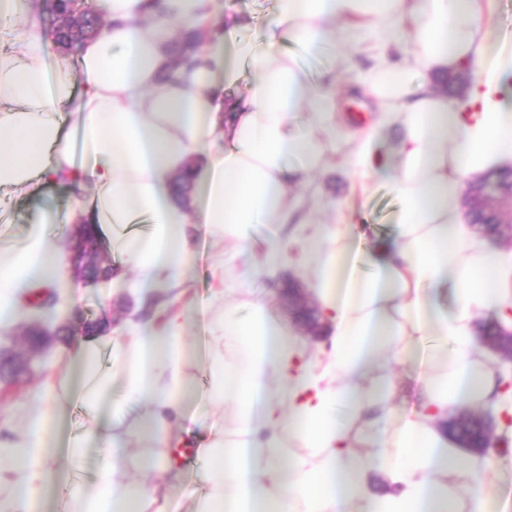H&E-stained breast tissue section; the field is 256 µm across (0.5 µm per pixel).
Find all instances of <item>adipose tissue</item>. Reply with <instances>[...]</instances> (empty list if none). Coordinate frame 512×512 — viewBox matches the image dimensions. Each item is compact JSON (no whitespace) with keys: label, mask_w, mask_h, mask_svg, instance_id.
<instances>
[{"label":"adipose tissue","mask_w":512,"mask_h":512,"mask_svg":"<svg viewBox=\"0 0 512 512\" xmlns=\"http://www.w3.org/2000/svg\"><path fill=\"white\" fill-rule=\"evenodd\" d=\"M104 21L76 58L46 62L48 35L37 0H0L12 34L0 50V190L34 197L48 185L92 186L68 224L106 225L112 253L137 273V288L175 286L195 264L185 232L195 224L250 250L249 230L288 221L291 179L323 164L324 124L336 110L333 83L312 80L301 59L320 45H347L363 27L408 19L412 62H380L367 85L401 130L397 166L381 165L400 201L394 239L362 251L359 239L312 225L302 247L316 259V295L330 325L317 361L270 314L224 309L216 343L234 356L210 360V395L238 413L239 438L212 431L211 461L195 512H500L485 458L464 462L442 433L446 414L491 399L496 380L474 333L475 316L512 304V251L495 249L463 224L464 179L512 158V52L491 50L479 0H277L265 41L211 32L215 0H94ZM201 34L202 64L176 67L185 29ZM289 39L294 49L281 50ZM471 68L469 100L437 94L415 73ZM203 153L187 205L171 184ZM44 210L0 244V329L29 316L30 292L56 289L74 302L79 283L50 237ZM184 323L142 325L134 339L73 345L63 382L91 417L70 434L68 399L49 395L19 442L0 448V512H169L176 481L131 491L110 455L93 476L75 460L110 444L114 420L155 440L145 469L171 468L184 447L170 425L191 419L194 357ZM420 407L395 417L390 364L422 344ZM112 350L121 372L103 370ZM302 447L287 455L284 440ZM383 473L392 489L369 486Z\"/></svg>","instance_id":"adipose-tissue-1"}]
</instances>
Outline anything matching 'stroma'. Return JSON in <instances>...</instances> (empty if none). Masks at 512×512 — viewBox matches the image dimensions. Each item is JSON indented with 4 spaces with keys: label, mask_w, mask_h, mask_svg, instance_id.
I'll list each match as a JSON object with an SVG mask.
<instances>
[{
    "label": "stroma",
    "mask_w": 512,
    "mask_h": 512,
    "mask_svg": "<svg viewBox=\"0 0 512 512\" xmlns=\"http://www.w3.org/2000/svg\"><path fill=\"white\" fill-rule=\"evenodd\" d=\"M220 13L232 14L236 20V33L259 38L266 31L276 8L275 0H217ZM484 18V31L490 41L507 44L512 49V0H480ZM402 25H391L389 30L360 33L355 46H321L305 53L303 63L312 79H319L328 70L336 72V123L340 134L329 138L325 145V161L319 170L309 174L291 189L297 208L286 224L280 225L279 234L294 237L300 222L313 224H344L352 232L363 233L366 242L391 240L396 234V215L399 201L388 179L377 177L365 186L352 187L351 160L356 141L367 130L364 122L351 118L352 111L379 118L381 109L376 99L362 82L363 76L379 61L409 62L408 47L401 38ZM347 55V67L333 69L332 62L339 55ZM73 199L62 186L50 185L33 198L0 196V235L12 238L24 226L32 223L46 207L64 212L71 208ZM196 262L192 279L177 288L156 289V296L168 299L156 323L164 325L175 314L190 312L185 322L183 341L200 358L188 366L186 373L199 385L198 427L193 438L205 436L208 427L223 431L225 440L238 438L237 412L230 405H216L209 399L210 378L207 358L215 345L213 335L224 324L226 305H238L247 310L253 299H262L280 323L288 317L279 303V290L288 280L299 282L304 288L314 286L313 262L298 249H290L287 262L278 266L260 268L247 289L237 284L249 266L250 258H262V249L253 256L239 254L233 241L212 237L195 242ZM137 278L135 271L124 268L107 285L97 288L84 286L74 304L57 313L59 319L77 321L102 314L113 320L110 336L132 335L140 318L141 300L136 299L131 287ZM81 330H74L43 356L32 362V372L16 388L0 391V444L19 441L29 412L49 385L59 383L66 373L69 349L74 340L82 338ZM112 438L125 454V478L135 491L146 490L168 479L169 471L146 470L141 466L139 452L145 441L127 422L116 423ZM495 438L498 450L491 456L496 466L493 489L500 499L503 512H512V427L497 423Z\"/></svg>",
    "instance_id": "1"
}]
</instances>
